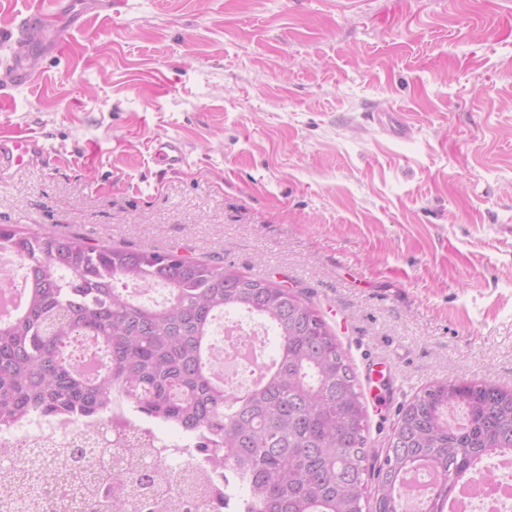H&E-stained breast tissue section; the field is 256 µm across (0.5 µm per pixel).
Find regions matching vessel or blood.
I'll return each instance as SVG.
<instances>
[{
    "label": "vessel or blood",
    "instance_id": "b4317fda",
    "mask_svg": "<svg viewBox=\"0 0 512 512\" xmlns=\"http://www.w3.org/2000/svg\"><path fill=\"white\" fill-rule=\"evenodd\" d=\"M58 6L59 0H42L41 9L15 13L10 26L0 29V46L14 49L11 58L0 60V96L6 95L8 88L34 82L40 76L39 67L28 62L27 55L41 27L44 10ZM153 153L173 169L182 168L185 163L182 143L174 137L154 141ZM63 160L61 152L50 150L37 136L0 132V175L32 165L54 166Z\"/></svg>",
    "mask_w": 512,
    "mask_h": 512
}]
</instances>
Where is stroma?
I'll return each mask as SVG.
<instances>
[{
    "instance_id": "obj_1",
    "label": "stroma",
    "mask_w": 512,
    "mask_h": 512,
    "mask_svg": "<svg viewBox=\"0 0 512 512\" xmlns=\"http://www.w3.org/2000/svg\"><path fill=\"white\" fill-rule=\"evenodd\" d=\"M34 53L0 131L65 156L0 224L224 261L310 293L384 455L434 382L512 389V0H124ZM386 115L409 136L384 131ZM175 136L187 164L154 159ZM384 359L368 383L367 357Z\"/></svg>"
}]
</instances>
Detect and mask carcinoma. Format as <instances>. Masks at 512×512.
I'll use <instances>...</instances> for the list:
<instances>
[{
    "label": "carcinoma",
    "mask_w": 512,
    "mask_h": 512,
    "mask_svg": "<svg viewBox=\"0 0 512 512\" xmlns=\"http://www.w3.org/2000/svg\"><path fill=\"white\" fill-rule=\"evenodd\" d=\"M23 262L25 301L0 321V429L34 414L105 419L112 395L230 462L245 512H363L369 448L366 407L336 335L312 302L280 284L174 253L89 245L78 236L0 225V249ZM163 284V302L128 285ZM232 311L264 320L271 364L230 392L212 362L216 320ZM462 408L466 426L448 425ZM512 450V390L442 381L402 406L376 478L372 512H403L401 475L420 461L443 480L421 512H443L454 479ZM103 503L129 484L125 507L149 512L155 472L95 477ZM199 512L197 493L174 499Z\"/></svg>",
    "instance_id": "cac0c4a2"
}]
</instances>
